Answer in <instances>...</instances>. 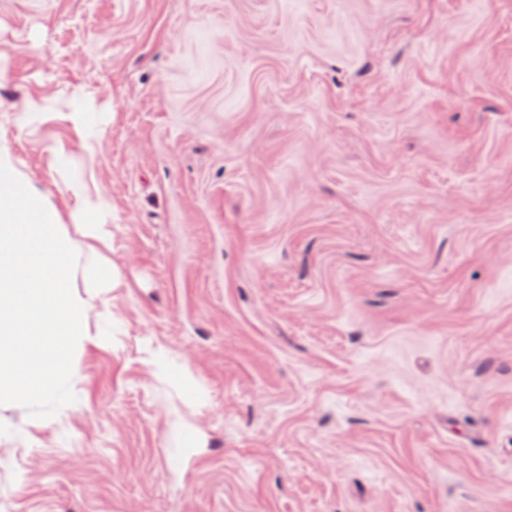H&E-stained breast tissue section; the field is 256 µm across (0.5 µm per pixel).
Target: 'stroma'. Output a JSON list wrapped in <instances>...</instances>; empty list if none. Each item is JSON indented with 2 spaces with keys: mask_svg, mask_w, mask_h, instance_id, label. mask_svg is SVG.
Here are the masks:
<instances>
[{
  "mask_svg": "<svg viewBox=\"0 0 512 512\" xmlns=\"http://www.w3.org/2000/svg\"><path fill=\"white\" fill-rule=\"evenodd\" d=\"M0 151L121 280L7 512H512V0H0Z\"/></svg>",
  "mask_w": 512,
  "mask_h": 512,
  "instance_id": "stroma-1",
  "label": "stroma"
}]
</instances>
